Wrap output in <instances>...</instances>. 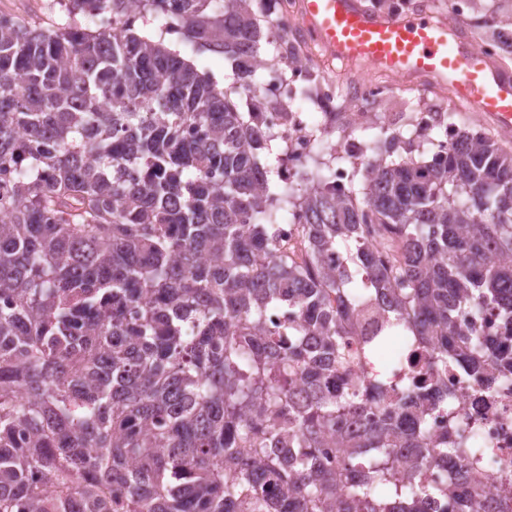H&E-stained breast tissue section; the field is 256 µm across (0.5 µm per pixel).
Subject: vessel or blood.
Here are the masks:
<instances>
[{
  "label": "vessel or blood",
  "instance_id": "1",
  "mask_svg": "<svg viewBox=\"0 0 512 512\" xmlns=\"http://www.w3.org/2000/svg\"><path fill=\"white\" fill-rule=\"evenodd\" d=\"M301 19L327 55L400 77H428L450 99L512 129V75L425 14L383 18L358 0H301Z\"/></svg>",
  "mask_w": 512,
  "mask_h": 512
}]
</instances>
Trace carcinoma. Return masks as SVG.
Masks as SVG:
<instances>
[{"mask_svg":"<svg viewBox=\"0 0 512 512\" xmlns=\"http://www.w3.org/2000/svg\"><path fill=\"white\" fill-rule=\"evenodd\" d=\"M135 1L142 23L167 13L233 58L239 85L218 89L133 25H98ZM60 5L57 27L0 16V512H420L426 494L479 512L422 484L448 439H430L417 409L448 407V387L394 398L374 381L373 411L356 417L335 380L373 296L392 330L367 357L407 327L434 369L491 368L488 382L512 386V152L458 129L430 161L403 158L394 129L354 169L360 190L305 166L274 194L283 151L256 128L271 101L235 98L262 64L254 0ZM469 11L512 60V9ZM296 205L300 263L275 246ZM336 250L351 274L321 267ZM288 306L295 318L265 333ZM489 308L496 336L481 332ZM352 425L344 466L368 476L348 484L318 456ZM398 448L416 449L402 471Z\"/></svg>","mask_w":512,"mask_h":512,"instance_id":"obj_1","label":"carcinoma"}]
</instances>
